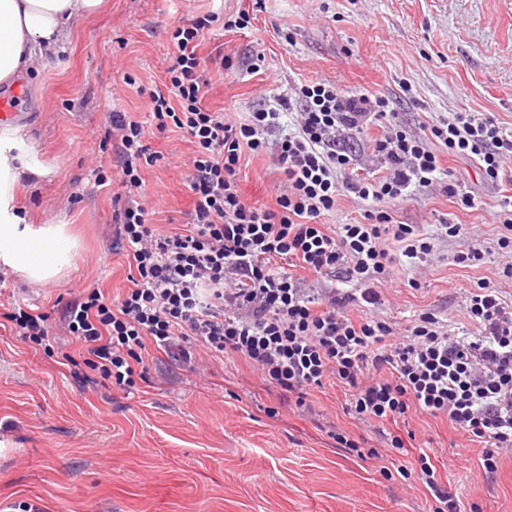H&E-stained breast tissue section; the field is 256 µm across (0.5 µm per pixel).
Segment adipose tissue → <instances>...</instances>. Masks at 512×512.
Here are the masks:
<instances>
[{
  "label": "adipose tissue",
  "mask_w": 512,
  "mask_h": 512,
  "mask_svg": "<svg viewBox=\"0 0 512 512\" xmlns=\"http://www.w3.org/2000/svg\"><path fill=\"white\" fill-rule=\"evenodd\" d=\"M104 0H0V83L57 54L60 43ZM25 140L0 128V267L29 284L59 282L77 245L69 225L31 224L16 202L21 182L43 177Z\"/></svg>",
  "instance_id": "adipose-tissue-1"
}]
</instances>
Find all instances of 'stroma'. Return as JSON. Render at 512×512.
<instances>
[{"label":"stroma","instance_id":"obj_1","mask_svg":"<svg viewBox=\"0 0 512 512\" xmlns=\"http://www.w3.org/2000/svg\"><path fill=\"white\" fill-rule=\"evenodd\" d=\"M249 12L243 30H225L222 15ZM218 15L198 52L211 83L203 103L232 119L315 79L357 93L384 94L394 123L422 136L451 112H477L512 132V0H106L62 51L1 87L23 118L18 128L46 176L20 192L34 224H68L77 239L74 265L60 283L32 286L9 276L0 314L14 304L50 314L57 354L79 356L80 342L60 322L62 305L83 288L114 299L128 288L129 259L112 248V186H95L109 166L103 145L112 110L146 119L149 92L174 63L170 29L189 15ZM231 59L219 70L215 55ZM261 70H252L256 55ZM162 158L143 173L150 219L158 233L187 223L186 182L193 145L179 130L152 135ZM446 178L474 197L468 208L441 184L412 192L395 221L418 225L434 248L424 268L396 255L380 286L382 313L395 326L420 310L468 327L465 296L478 281L512 301L496 241L503 192L478 162L442 156ZM281 180L271 155H247L242 196L274 206ZM464 225L458 238L441 223ZM482 245L471 266L453 257ZM418 287H409L411 279ZM138 391L111 382L79 387L68 367L0 323V512H429L419 482L386 479L375 459L338 448L342 430L382 449L385 434H415L431 447L445 488L481 512H512V455L496 473L479 467L478 445L443 419L413 416L409 425L377 426L345 411L336 388L312 392L304 406L282 402L245 361H213L203 371L150 352ZM277 416H270V409Z\"/></svg>","mask_w":512,"mask_h":512}]
</instances>
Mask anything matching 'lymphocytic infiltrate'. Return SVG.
<instances>
[{
  "instance_id": "obj_1",
  "label": "lymphocytic infiltrate",
  "mask_w": 512,
  "mask_h": 512,
  "mask_svg": "<svg viewBox=\"0 0 512 512\" xmlns=\"http://www.w3.org/2000/svg\"><path fill=\"white\" fill-rule=\"evenodd\" d=\"M212 21L205 15L175 23V63L150 94L147 120L109 114L105 139L121 188L112 246L131 259L135 274L116 299L93 287L64 307L67 330L84 346L82 383L97 374L132 393L151 349L189 364L204 356L241 359L299 406L309 392L336 386L348 398L347 413L362 422L405 423L414 413L446 418L481 444L480 465L495 473L512 451V303L481 282L466 296L470 335L452 333L431 311L413 315L398 332L379 313L377 286L389 274L392 249L421 263L433 250L417 225L391 215L409 189L437 182L441 162L429 140L449 155L478 160L496 183L512 159V135L493 118L457 112L426 138L382 131L370 146L384 173H358L351 143L386 118L389 100L310 80L244 120L226 119L202 105L210 81L197 49ZM292 108L296 132L269 142L282 112ZM171 127L194 145L192 202L188 224L163 235L149 222L141 171L158 160L149 132ZM247 151L275 159L282 175L275 207L244 201L238 173ZM347 193L370 202L363 221L322 223ZM339 271L346 287L312 293L301 286L303 274ZM334 438L360 459L384 458L385 478L419 481L433 512H461L426 449L411 451L397 435L383 452L344 432Z\"/></svg>"
}]
</instances>
